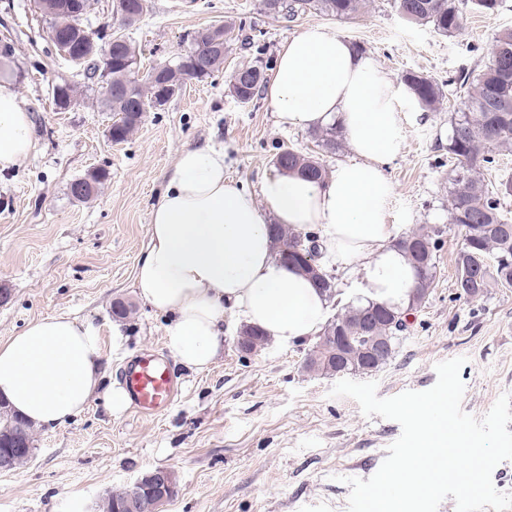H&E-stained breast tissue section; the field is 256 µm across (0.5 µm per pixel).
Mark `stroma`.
Segmentation results:
<instances>
[{
  "instance_id": "1",
  "label": "stroma",
  "mask_w": 512,
  "mask_h": 512,
  "mask_svg": "<svg viewBox=\"0 0 512 512\" xmlns=\"http://www.w3.org/2000/svg\"><path fill=\"white\" fill-rule=\"evenodd\" d=\"M114 5L91 0L87 25L124 34L146 67L177 62L196 30L234 23L224 66L209 78L186 80L116 144L113 115L96 102L97 83L57 55L35 0H0V45L12 49L7 78L32 109L36 139L22 167L0 172V289L8 293L0 303V340L32 320L67 313L100 328L109 382L120 381L138 355L168 356L167 317L139 301L133 288L166 176L183 148L213 144L224 149L226 175L255 195L275 173L279 147L314 150L312 131L276 124L266 94L244 104L228 84L243 63L272 72L284 40L322 24L361 45L393 79L416 71L445 85L436 112L399 98L402 149L387 170L394 187L390 221L404 234L423 224L442 228V245L426 302L369 380L382 398L425 391L437 381L436 363L462 356L465 412L484 416L502 393H512V288L459 296L454 256L463 232L448 224V136L460 105L448 80L485 66L496 33L512 27V0H502L492 15L471 12L451 38L406 22L394 0H373L355 20L319 13L277 18L264 12L262 0H150L148 13L126 29L115 23ZM63 81L77 95L60 111L52 88ZM99 169L107 179L98 195L74 200L71 182ZM119 301L134 305L121 320L113 312ZM116 324L119 339L112 336ZM240 327L226 315L224 347L208 370L173 363L178 394L163 413L115 416L94 398L74 420L34 430L29 461L0 471V512H99L108 492L157 467L173 470L179 488L160 512H347L345 477L373 476L400 424L365 417L354 399L330 397L337 376L305 366L315 339L271 341L245 355L236 346Z\"/></svg>"
}]
</instances>
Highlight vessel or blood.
Returning <instances> with one entry per match:
<instances>
[{"label": "vessel or blood", "instance_id": "b4317fda", "mask_svg": "<svg viewBox=\"0 0 512 512\" xmlns=\"http://www.w3.org/2000/svg\"><path fill=\"white\" fill-rule=\"evenodd\" d=\"M136 412L157 415L172 403L177 382L166 361L155 355H144L128 366L122 376Z\"/></svg>", "mask_w": 512, "mask_h": 512}]
</instances>
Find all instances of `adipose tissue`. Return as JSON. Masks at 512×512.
Here are the masks:
<instances>
[{
  "label": "adipose tissue",
  "mask_w": 512,
  "mask_h": 512,
  "mask_svg": "<svg viewBox=\"0 0 512 512\" xmlns=\"http://www.w3.org/2000/svg\"><path fill=\"white\" fill-rule=\"evenodd\" d=\"M266 95L282 127L340 126L352 156L320 182L274 173L254 197L225 174L223 149L180 152L152 208L134 286L168 317L166 347L195 371L219 354L226 310L278 342L305 340L326 324V293L278 260L270 225L317 228L331 263L358 274L363 301L403 308L416 285L389 221L394 188L385 169L402 145L392 77L335 30L312 25L281 45ZM33 150L28 104L0 80V171ZM104 378L99 330L68 314L0 341V399L33 426L65 424L97 394L109 413L124 412L125 389Z\"/></svg>",
  "instance_id": "ef3b65f1"
}]
</instances>
